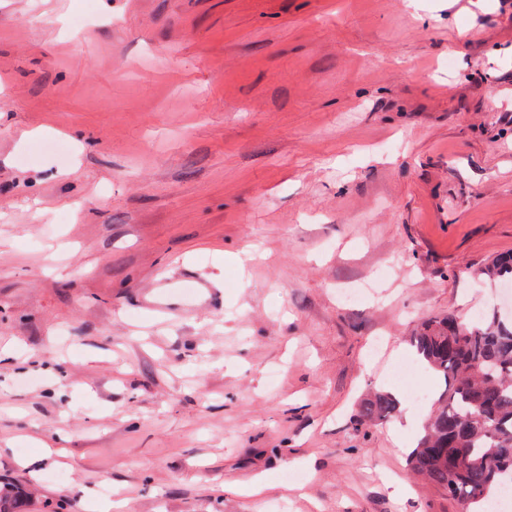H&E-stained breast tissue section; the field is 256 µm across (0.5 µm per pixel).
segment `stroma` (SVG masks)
Segmentation results:
<instances>
[{"label": "stroma", "instance_id": "1", "mask_svg": "<svg viewBox=\"0 0 512 512\" xmlns=\"http://www.w3.org/2000/svg\"><path fill=\"white\" fill-rule=\"evenodd\" d=\"M489 84L499 0H0V482L27 512H460L393 371L512 251ZM398 407V400L390 392H375L367 398L359 408L362 421L384 420L390 417Z\"/></svg>", "mask_w": 512, "mask_h": 512}]
</instances>
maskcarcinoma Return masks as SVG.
Wrapping results in <instances>:
<instances>
[{"mask_svg":"<svg viewBox=\"0 0 512 512\" xmlns=\"http://www.w3.org/2000/svg\"><path fill=\"white\" fill-rule=\"evenodd\" d=\"M479 275L512 285V253L495 257ZM410 345L439 381L410 465L466 512H486L512 480V316L492 308L476 320L436 317ZM397 407L392 393L379 391L361 404L359 418L384 420ZM0 512H17V491L8 485H0Z\"/></svg>","mask_w":512,"mask_h":512,"instance_id":"carcinoma-1","label":"carcinoma"}]
</instances>
